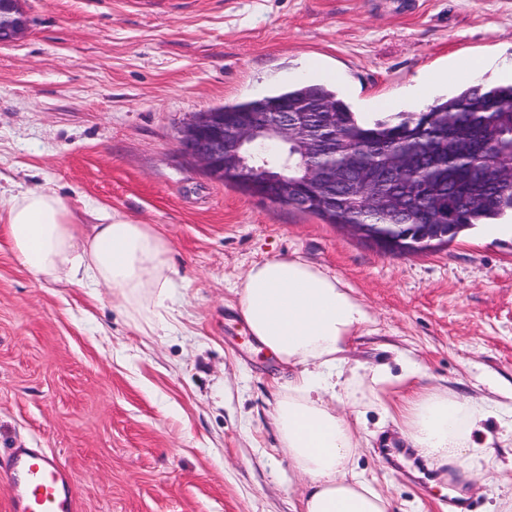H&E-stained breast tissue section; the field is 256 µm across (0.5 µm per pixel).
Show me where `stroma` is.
Returning <instances> with one entry per match:
<instances>
[{"instance_id": "stroma-1", "label": "stroma", "mask_w": 512, "mask_h": 512, "mask_svg": "<svg viewBox=\"0 0 512 512\" xmlns=\"http://www.w3.org/2000/svg\"><path fill=\"white\" fill-rule=\"evenodd\" d=\"M0 45V200L55 190L81 226L104 206L171 243L166 335L109 288L36 278L0 236V457L53 453L79 512H302L271 415L289 370L246 341L234 286L299 255L373 321L347 366L420 363L422 386L489 406L484 480L434 470L397 422L358 406L356 470L392 512H512V216L437 249L386 253L335 224L211 179L179 151L200 112L306 81L361 113L412 112L512 78V0H23ZM447 73L432 85L429 77Z\"/></svg>"}]
</instances>
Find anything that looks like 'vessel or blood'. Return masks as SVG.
<instances>
[{
	"label": "vessel or blood",
	"mask_w": 512,
	"mask_h": 512,
	"mask_svg": "<svg viewBox=\"0 0 512 512\" xmlns=\"http://www.w3.org/2000/svg\"><path fill=\"white\" fill-rule=\"evenodd\" d=\"M7 475L13 512H78L70 477L54 455L39 448L14 449Z\"/></svg>",
	"instance_id": "obj_1"
}]
</instances>
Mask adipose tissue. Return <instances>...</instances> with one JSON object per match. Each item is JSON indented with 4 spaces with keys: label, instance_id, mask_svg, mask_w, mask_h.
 Returning <instances> with one entry per match:
<instances>
[{
    "label": "adipose tissue",
    "instance_id": "obj_1",
    "mask_svg": "<svg viewBox=\"0 0 512 512\" xmlns=\"http://www.w3.org/2000/svg\"><path fill=\"white\" fill-rule=\"evenodd\" d=\"M90 233H81L57 193L20 187L0 206V234L16 260L46 280L65 278L88 288L107 286L123 308L151 309V332L170 329L175 284L171 245L153 225L99 209ZM235 291L246 327L282 365L294 367L272 414L292 468L308 483L303 512H390L389 499L354 469L360 442L348 412L330 407L344 383L354 403L387 409L390 388H404L396 408L412 448L434 465L471 469L489 458L492 438H480L486 406L417 386L421 367L404 358L400 374L373 366L346 372L344 354L372 316L336 274L299 257L251 265Z\"/></svg>",
    "mask_w": 512,
    "mask_h": 512
}]
</instances>
